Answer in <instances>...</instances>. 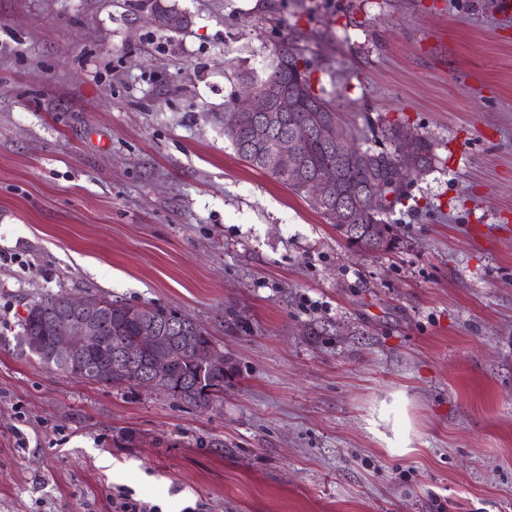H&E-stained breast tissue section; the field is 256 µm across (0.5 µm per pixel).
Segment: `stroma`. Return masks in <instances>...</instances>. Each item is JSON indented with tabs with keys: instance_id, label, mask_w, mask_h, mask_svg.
Returning a JSON list of instances; mask_svg holds the SVG:
<instances>
[{
	"instance_id": "stroma-1",
	"label": "stroma",
	"mask_w": 512,
	"mask_h": 512,
	"mask_svg": "<svg viewBox=\"0 0 512 512\" xmlns=\"http://www.w3.org/2000/svg\"><path fill=\"white\" fill-rule=\"evenodd\" d=\"M0 0V512H512V14L498 0ZM295 40L372 148L435 160L349 246L217 120ZM179 310L210 412L50 370L29 306ZM131 490L118 487L112 495V510L114 512H163L158 504L136 499Z\"/></svg>"
}]
</instances>
